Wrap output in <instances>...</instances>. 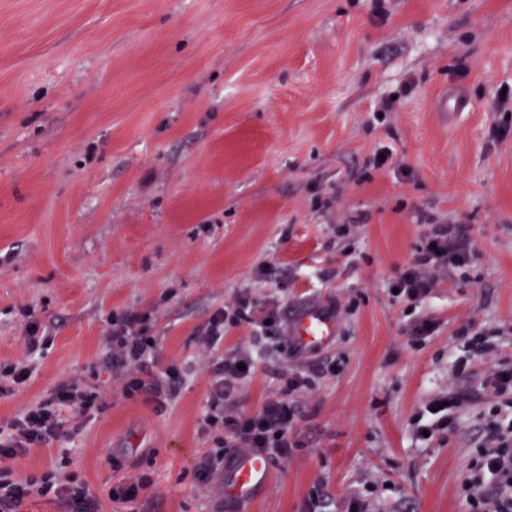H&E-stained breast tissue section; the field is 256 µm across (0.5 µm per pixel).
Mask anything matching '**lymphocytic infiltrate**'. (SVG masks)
<instances>
[{
    "mask_svg": "<svg viewBox=\"0 0 512 512\" xmlns=\"http://www.w3.org/2000/svg\"><path fill=\"white\" fill-rule=\"evenodd\" d=\"M462 225L431 223L415 254L394 282L398 298L412 302L431 293L450 270L467 266L470 251ZM144 313H129L113 323L106 338L113 371L127 376L128 395L145 394L155 402L171 398L177 391V370L167 368L163 375L151 374L148 360L155 340L147 336ZM255 324L262 335L277 338L282 334L283 320L276 304L255 311L248 294H238L229 306L216 312L197 331L200 345L213 350L224 341L225 333L242 323ZM252 358L239 350L212 361L211 413L208 424L223 423L231 435L232 447L242 452H261L277 459L288 458L299 441L294 433L295 409L288 398L308 389L309 377L296 373L288 377L280 394L268 398L258 412L250 416L238 413L233 397L241 383L251 375ZM68 406L81 414L102 410L103 400L77 391L75 384L60 383L52 393V402L27 410L0 434V512H20L26 497L33 493L55 491L64 512H99V500L84 484L66 483L51 486L49 480H29L26 485L14 483L4 460L26 454L60 436L62 424L57 410ZM486 443L477 465V474L466 480L464 490L473 512H512V432H503L498 424H488Z\"/></svg>",
    "mask_w": 512,
    "mask_h": 512,
    "instance_id": "lymphocytic-infiltrate-1",
    "label": "lymphocytic infiltrate"
}]
</instances>
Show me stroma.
I'll use <instances>...</instances> for the list:
<instances>
[{
    "label": "stroma",
    "instance_id": "stroma-1",
    "mask_svg": "<svg viewBox=\"0 0 512 512\" xmlns=\"http://www.w3.org/2000/svg\"><path fill=\"white\" fill-rule=\"evenodd\" d=\"M451 90L469 108L450 120L435 103ZM428 216L462 224L472 260L408 303L391 285ZM244 290L284 313L344 308L299 358L248 325L225 334L219 354L252 351L241 414L288 369L315 380L300 448L246 503L223 471L198 478L224 432L195 339ZM130 312L149 316L151 372H180L164 403L107 366ZM424 318L435 333L411 335ZM34 320L46 343L0 427L69 379L107 405L62 410L65 436L8 460L16 482L76 478L101 512H471L483 430L512 419L480 362L455 372L465 329L512 364V0H0L1 371ZM451 386L468 401L417 437ZM143 474L137 501L110 499Z\"/></svg>",
    "mask_w": 512,
    "mask_h": 512
}]
</instances>
